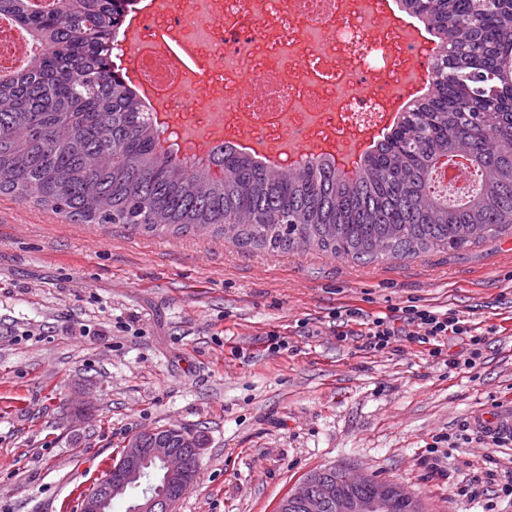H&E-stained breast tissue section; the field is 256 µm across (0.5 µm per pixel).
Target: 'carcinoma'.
Here are the masks:
<instances>
[{
	"label": "carcinoma",
	"instance_id": "carcinoma-1",
	"mask_svg": "<svg viewBox=\"0 0 512 512\" xmlns=\"http://www.w3.org/2000/svg\"><path fill=\"white\" fill-rule=\"evenodd\" d=\"M134 2L0 0V17L50 47L0 75V194L83 224L360 263L512 233V0H401L441 43L433 89L349 174L330 156L274 167L224 145L206 158L164 147L112 64ZM443 158L479 175L458 205L431 184Z\"/></svg>",
	"mask_w": 512,
	"mask_h": 512
}]
</instances>
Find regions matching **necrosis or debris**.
Returning <instances> with one entry per match:
<instances>
[{"label": "necrosis or debris", "instance_id": "obj_1", "mask_svg": "<svg viewBox=\"0 0 512 512\" xmlns=\"http://www.w3.org/2000/svg\"><path fill=\"white\" fill-rule=\"evenodd\" d=\"M134 42L112 51L115 65L134 58L152 96L146 111L185 149V130L262 144L282 164L283 142L312 144L332 156L348 134L380 126L426 96L419 71L432 63L417 41L366 0H155ZM191 51L204 79L180 64ZM28 33L0 18V72L30 67ZM260 81L252 90L244 75Z\"/></svg>", "mask_w": 512, "mask_h": 512}]
</instances>
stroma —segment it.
Listing matches in <instances>:
<instances>
[{
	"label": "stroma",
	"mask_w": 512,
	"mask_h": 512,
	"mask_svg": "<svg viewBox=\"0 0 512 512\" xmlns=\"http://www.w3.org/2000/svg\"><path fill=\"white\" fill-rule=\"evenodd\" d=\"M408 305L464 316L485 337L475 367L467 337L434 357L408 324L370 349L371 319ZM482 409L512 410L510 234L363 264L0 196V512H80L130 437L173 426L203 441L174 512H277L337 464L426 512H483L512 443L472 428ZM473 480L474 497L456 495Z\"/></svg>",
	"instance_id": "35a3bbf8"
}]
</instances>
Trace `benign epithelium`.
I'll return each instance as SVG.
<instances>
[{"label":"benign epithelium","instance_id":"7a95c632","mask_svg":"<svg viewBox=\"0 0 512 512\" xmlns=\"http://www.w3.org/2000/svg\"><path fill=\"white\" fill-rule=\"evenodd\" d=\"M188 454L176 448H165L158 431H144L132 436L126 443L124 455L87 492L81 512H110L112 501L124 499L133 488H141L128 512H157L163 508L173 512L174 504L195 481L200 468L199 436L184 429L177 430ZM335 470L346 474L354 486H373L369 498H360L342 491L327 480V471L309 475L301 486L289 494L279 506V512L297 506L303 512H425L421 499L394 482L376 483L349 465H338Z\"/></svg>","mask_w":512,"mask_h":512}]
</instances>
